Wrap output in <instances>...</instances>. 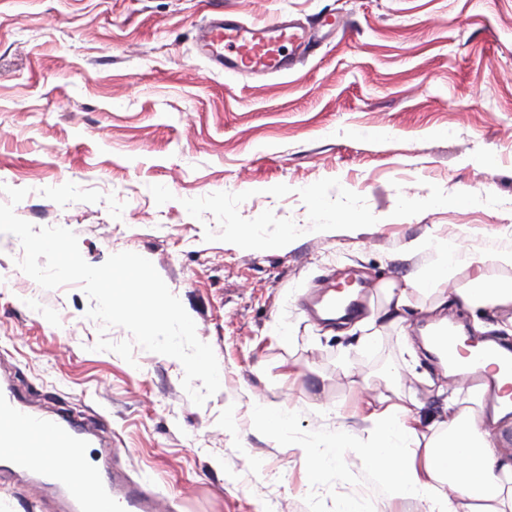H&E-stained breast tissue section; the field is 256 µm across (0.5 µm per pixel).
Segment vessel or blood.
Instances as JSON below:
<instances>
[{"instance_id": "vessel-or-blood-1", "label": "vessel or blood", "mask_w": 512, "mask_h": 512, "mask_svg": "<svg viewBox=\"0 0 512 512\" xmlns=\"http://www.w3.org/2000/svg\"><path fill=\"white\" fill-rule=\"evenodd\" d=\"M200 33L199 48L213 68L248 77L285 73L317 44L315 35L285 21L249 27L222 15L210 19ZM367 298L364 289L343 295L331 280L313 288L308 301L314 313L346 316ZM431 342L470 383L486 385L488 407L512 405V393L496 386L512 378V349L489 344L471 352L445 328L436 330ZM94 445L89 423L62 409L33 408L11 383H0V462L6 473L38 477L64 512H164L148 480L99 463L92 455Z\"/></svg>"}]
</instances>
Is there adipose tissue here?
<instances>
[{"label":"adipose tissue","instance_id":"ef3b65f1","mask_svg":"<svg viewBox=\"0 0 512 512\" xmlns=\"http://www.w3.org/2000/svg\"><path fill=\"white\" fill-rule=\"evenodd\" d=\"M446 260L437 269L409 274L403 286L388 285L382 318L402 320L411 298L432 285L437 304L455 300L470 309L512 308V280L488 278V264L512 268V252L489 254L464 237L438 238ZM439 413L424 417V405L409 397L397 402L367 396L354 421H339L327 438L303 447V455L322 471L336 469L332 448H354L370 469L391 465L382 484L385 499L413 498L424 512H512V451L501 448L498 430L506 414L486 417L474 388L455 379L439 388Z\"/></svg>","mask_w":512,"mask_h":512}]
</instances>
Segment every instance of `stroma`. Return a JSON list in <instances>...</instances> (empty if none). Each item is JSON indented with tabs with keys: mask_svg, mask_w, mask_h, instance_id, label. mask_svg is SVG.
Here are the masks:
<instances>
[{
	"mask_svg": "<svg viewBox=\"0 0 512 512\" xmlns=\"http://www.w3.org/2000/svg\"><path fill=\"white\" fill-rule=\"evenodd\" d=\"M336 32L285 76L213 71L197 46L216 10ZM61 226L87 263L149 259L210 344L220 390L195 405L171 357L97 350L128 340L89 319L81 285L41 288L0 233V373L29 404L112 433L119 465L171 512H421L382 499L361 459L321 476L300 441L353 417L362 390L439 409L431 359L409 355L420 308L361 346L304 298L331 271L373 292L439 265L433 235L512 250V0H0V203ZM440 196L447 207L427 206ZM346 215L327 223L324 212ZM294 421L276 439L256 400ZM13 512H55L30 480L0 486Z\"/></svg>",
	"mask_w": 512,
	"mask_h": 512,
	"instance_id": "stroma-1",
	"label": "stroma"
}]
</instances>
